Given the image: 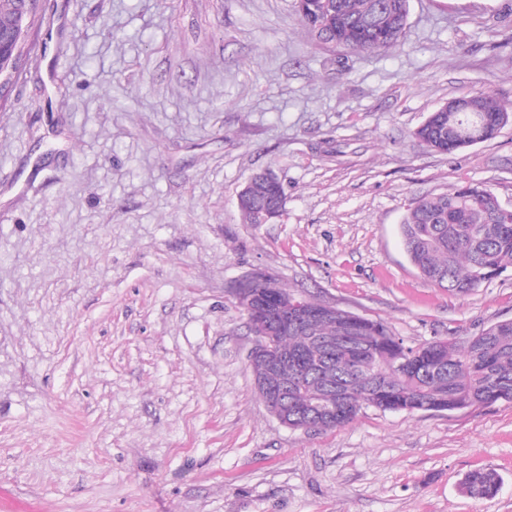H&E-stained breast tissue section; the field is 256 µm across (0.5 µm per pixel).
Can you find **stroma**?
Wrapping results in <instances>:
<instances>
[{"label":"stroma","instance_id":"35a3bbf8","mask_svg":"<svg viewBox=\"0 0 512 512\" xmlns=\"http://www.w3.org/2000/svg\"><path fill=\"white\" fill-rule=\"evenodd\" d=\"M510 34L512 0H410L379 52L316 43L294 0H41L0 106V512H512V403L290 430L233 292L264 272L409 345L512 320V271L448 293L400 233L464 183L512 205V123L412 136L466 94L512 112ZM262 171L284 209L250 224ZM480 468L493 499L460 489ZM500 486V476L490 469H478L469 472L460 485L464 494L485 500L495 498Z\"/></svg>","mask_w":512,"mask_h":512}]
</instances>
